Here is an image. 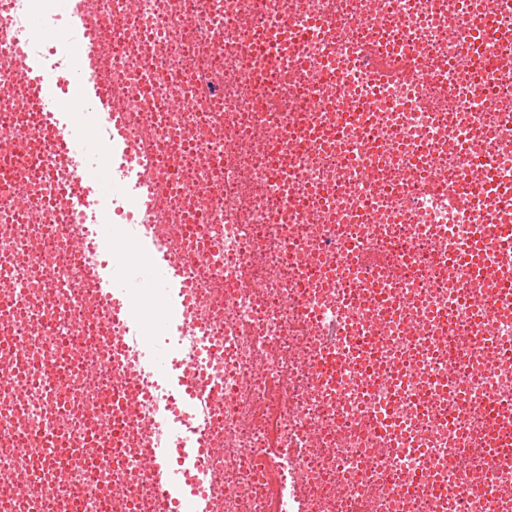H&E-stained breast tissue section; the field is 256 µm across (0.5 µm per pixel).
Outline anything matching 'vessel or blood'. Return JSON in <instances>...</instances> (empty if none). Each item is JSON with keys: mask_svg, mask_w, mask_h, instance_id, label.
<instances>
[{"mask_svg": "<svg viewBox=\"0 0 512 512\" xmlns=\"http://www.w3.org/2000/svg\"><path fill=\"white\" fill-rule=\"evenodd\" d=\"M71 11L70 35L79 38L86 48H93L114 39L119 29L112 14L87 18L79 0H67ZM18 68L30 79L29 97L33 112L56 132L54 145L71 154L80 174L91 173L100 164L112 171V181L120 195L137 202L143 214L139 223L129 225L122 241L112 238L114 206L108 200L75 192L73 205L80 216L94 249L104 254V261L94 268L96 292L104 303L115 336L109 342L113 352L126 355L127 367L138 376L158 378L166 397L151 403L152 431L144 443L149 462L148 475L158 490L159 512H182L185 498H192L196 512H211L203 460L209 453L203 427L208 418L204 390L198 378L187 376L169 362L167 348L142 340L147 324L132 312L133 300L143 291L139 278L124 272L113 262L115 254L144 251L156 256L152 290L157 294L176 293L180 313L160 325L166 338L178 339L190 331L189 313L194 303L195 284L188 275L190 263L206 259L205 250L194 257L172 253L159 235L153 220L154 209L163 187H149L146 174L136 156L129 151L127 117L122 108L110 99L92 70L75 76L80 94L99 127L105 131L104 142L82 138L73 114L61 109L58 98L50 88L52 66L48 59L20 51Z\"/></svg>", "mask_w": 512, "mask_h": 512, "instance_id": "vessel-or-blood-1", "label": "vessel or blood"}]
</instances>
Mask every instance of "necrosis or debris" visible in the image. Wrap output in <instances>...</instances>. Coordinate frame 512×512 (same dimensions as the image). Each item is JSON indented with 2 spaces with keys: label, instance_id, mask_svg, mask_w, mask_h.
I'll list each match as a JSON object with an SVG mask.
<instances>
[{
  "label": "necrosis or debris",
  "instance_id": "obj_1",
  "mask_svg": "<svg viewBox=\"0 0 512 512\" xmlns=\"http://www.w3.org/2000/svg\"><path fill=\"white\" fill-rule=\"evenodd\" d=\"M0 10V137L27 112L13 74V33L58 57L61 0H7ZM488 0H84L116 14L122 37L95 63L127 116L149 184H164L156 222L170 248L189 225L219 247L190 270L195 329L178 358L198 372L217 327L224 350L201 373L211 409L205 463L214 512H512V442L485 411L512 406V311L483 307L499 287L471 278L480 227L499 225L494 258L512 252V44L468 34ZM493 73L476 74L475 54ZM194 104L185 107V94ZM39 145L0 177V379L39 355L70 375L65 410L0 389V512H155L143 473L145 382L124 381L87 266L70 248L69 191L93 195L69 155ZM477 188L449 207L450 185ZM69 292L49 314L38 295ZM334 373L321 371L324 350ZM64 417L89 456L67 460L60 498L20 502L27 472L51 446L26 439ZM79 499H69L70 488Z\"/></svg>",
  "mask_w": 512,
  "mask_h": 512
}]
</instances>
